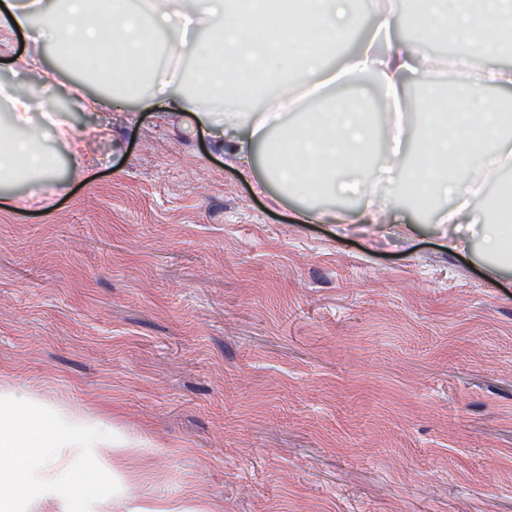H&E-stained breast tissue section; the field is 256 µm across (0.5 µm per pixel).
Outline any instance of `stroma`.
I'll list each match as a JSON object with an SVG mask.
<instances>
[{
	"mask_svg": "<svg viewBox=\"0 0 512 512\" xmlns=\"http://www.w3.org/2000/svg\"><path fill=\"white\" fill-rule=\"evenodd\" d=\"M37 50L87 148L45 140L62 189L0 211V386L138 441L94 449L112 512H512V263L450 250L448 199L326 223L337 198L254 194L150 89L81 111L32 37L0 33V84L39 90ZM158 504L152 507L132 506L127 512H195L184 500L177 498H157Z\"/></svg>",
	"mask_w": 512,
	"mask_h": 512,
	"instance_id": "35a3bbf8",
	"label": "stroma"
}]
</instances>
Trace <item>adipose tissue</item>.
Instances as JSON below:
<instances>
[{
  "mask_svg": "<svg viewBox=\"0 0 512 512\" xmlns=\"http://www.w3.org/2000/svg\"><path fill=\"white\" fill-rule=\"evenodd\" d=\"M392 21L391 12H378L380 42L364 43L344 68L348 75L374 74L380 104L397 107L388 156L378 162L367 113L330 91L336 75L327 62L338 40L357 23L352 0H147L144 9L134 12L118 0H102L98 6L91 0H0V30L35 28L44 44L63 51L76 38L90 51L116 49L130 64L113 74V86L149 77L153 93L148 106L192 111L201 127L219 123L215 106L223 102L225 87H237L239 74L247 71L264 73L282 102L299 88H321L316 111L303 113L296 128L285 126L282 111L271 110L234 130L223 145L225 162L251 180L258 194L267 193L275 178L286 188L306 185L323 195L362 197L356 211L323 212L331 224L394 223L402 199L421 187L455 199V208L441 216L442 223L455 224L482 192L470 177L474 167L493 174L512 169V144L505 138L512 132V112L483 95L489 87H512V67L489 68L476 76L449 70L448 107L437 111L431 81H424L417 100L404 87L416 53L390 38ZM408 26L416 41L449 40L463 58L512 45V9L505 0H477L472 7L465 0H419ZM163 32L170 39L169 58L189 55L197 61L194 95L172 91L170 78L154 65L155 41ZM219 54L236 58V66L207 71V61ZM9 101L10 135L0 136V181L23 179L37 190L48 183L52 162L36 147L32 128L51 134L76 157L86 138L54 113L33 121L28 94H13ZM412 125L423 145L413 180L404 177L402 164L403 134ZM265 141L275 155L270 178L255 171V145ZM383 175L400 178V197L388 204L377 202L372 191ZM511 210L512 190L507 188L497 200L493 223L479 227L486 252L512 256V226L499 222Z\"/></svg>",
  "mask_w": 512,
  "mask_h": 512,
  "instance_id": "1",
  "label": "adipose tissue"
}]
</instances>
